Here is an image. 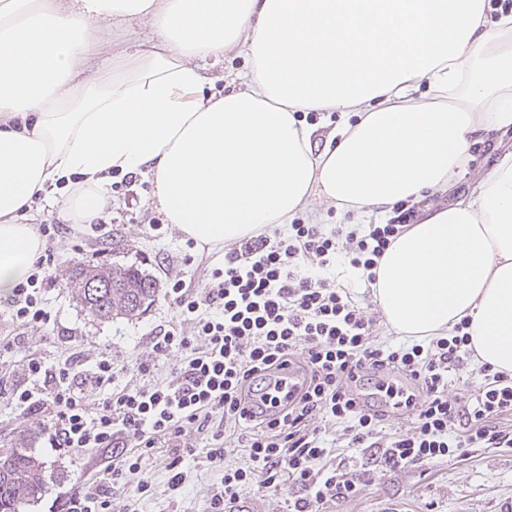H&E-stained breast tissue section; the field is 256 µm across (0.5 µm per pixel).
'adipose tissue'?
I'll list each match as a JSON object with an SVG mask.
<instances>
[{"instance_id": "adipose-tissue-1", "label": "adipose tissue", "mask_w": 512, "mask_h": 512, "mask_svg": "<svg viewBox=\"0 0 512 512\" xmlns=\"http://www.w3.org/2000/svg\"><path fill=\"white\" fill-rule=\"evenodd\" d=\"M490 0H0V296L44 247L33 204L98 215L113 173L148 176L155 208L221 245L313 199L386 219L448 189L512 131V13ZM148 20L127 63L97 68L111 28ZM234 51L240 85L202 62ZM300 112L338 113L314 149ZM68 179L64 201L55 194ZM371 288L412 339L458 323L478 364L512 377V150L479 192L424 207ZM247 63L243 56L230 51L225 54L224 63L216 67L207 66L205 74L214 80V90L224 92V83L233 76L246 69ZM225 77V79L223 78Z\"/></svg>"}]
</instances>
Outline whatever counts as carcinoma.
Listing matches in <instances>:
<instances>
[{
  "mask_svg": "<svg viewBox=\"0 0 512 512\" xmlns=\"http://www.w3.org/2000/svg\"><path fill=\"white\" fill-rule=\"evenodd\" d=\"M92 281L113 284L94 296ZM64 287L89 315L100 321L132 319L155 301L160 281L141 262L112 265H76L67 274ZM45 489L44 463L24 450L0 457V512H20L37 501Z\"/></svg>",
  "mask_w": 512,
  "mask_h": 512,
  "instance_id": "1",
  "label": "carcinoma"
}]
</instances>
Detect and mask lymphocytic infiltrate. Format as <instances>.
I'll use <instances>...</instances> for the list:
<instances>
[{"instance_id": "lymphocytic-infiltrate-1", "label": "lymphocytic infiltrate", "mask_w": 512, "mask_h": 512, "mask_svg": "<svg viewBox=\"0 0 512 512\" xmlns=\"http://www.w3.org/2000/svg\"><path fill=\"white\" fill-rule=\"evenodd\" d=\"M418 216L400 203L385 223L340 224L330 232L297 218L287 231L270 226L227 249L223 265L206 271L202 289L173 276L177 321L151 338L154 359L138 365L147 382L112 391V360L103 353L79 349L52 368L41 357L27 358L22 384L0 396L21 415L43 418L49 447L119 453L106 466L109 483H83L65 512H112V487L130 473L140 477L137 493H150L143 457L155 448L173 449L167 485L179 490L182 451L199 443L214 462L235 443L249 458L247 466L225 469L210 512H224L253 487L287 482L303 492L293 512H313L357 491L341 466H324L330 444L310 425L318 414L343 425L348 447L381 449L383 466L392 470L473 448H511L512 429L497 424L512 413L511 377L484 365L474 396L448 397L452 372L472 354L465 332L425 345H385L364 308L321 275L340 255L353 268L372 270ZM39 232L47 245L8 307L12 323L26 329L49 324L44 290L57 279L53 244L60 228L46 221ZM159 360L172 367L168 378L155 380ZM291 366L304 375L297 396L273 415L247 412L255 396L271 402L279 371ZM397 411L409 425L387 432Z\"/></svg>"}]
</instances>
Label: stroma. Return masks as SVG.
I'll return each mask as SVG.
<instances>
[{
	"mask_svg": "<svg viewBox=\"0 0 512 512\" xmlns=\"http://www.w3.org/2000/svg\"><path fill=\"white\" fill-rule=\"evenodd\" d=\"M509 149L512 132L492 135L474 146L471 161L453 187L429 196L428 204L446 207L457 197L477 193L498 155ZM136 191V204L128 206L122 200H113L112 224L103 232L104 242L89 238L78 242L65 237L56 243L59 273L79 264L143 261L160 281H167L171 273L179 271L193 286H203L204 267L222 264L223 248L200 243L195 250H188L185 236L172 224L150 230L148 224L155 220L156 212L149 181L139 179ZM46 308L51 314L47 328L21 333L0 306V335L23 337L17 347H0V387L14 384L28 355L41 356L51 365L79 344L111 355V388L121 390L135 383V361L150 353L152 330L168 324L175 316L164 290L159 291L148 311L136 319H92L60 285L48 290ZM20 448L43 461L47 476L45 492L36 502L25 505L23 512H63L67 497L81 480L103 474V453L91 448L77 453L48 448L41 423L32 419L21 421L7 404L0 403V453ZM167 454V449H153V458L147 463L146 473L156 487L154 496H136L134 489L139 477L128 476L126 486L114 494L112 512H208V495L213 485L219 483L225 467H244L249 463L245 452L239 449L222 464L209 462L204 449H197L186 460L185 483L171 492L159 463ZM342 456L360 476L358 491L348 498L325 503L321 512H512V450L475 448L464 457L451 456L395 471L382 469L381 451L377 448L363 453L346 448ZM298 496L297 488L291 485L276 492L255 488L228 504L224 512H287Z\"/></svg>",
	"mask_w": 512,
	"mask_h": 512,
	"instance_id": "35a3bbf8",
	"label": "stroma"
}]
</instances>
